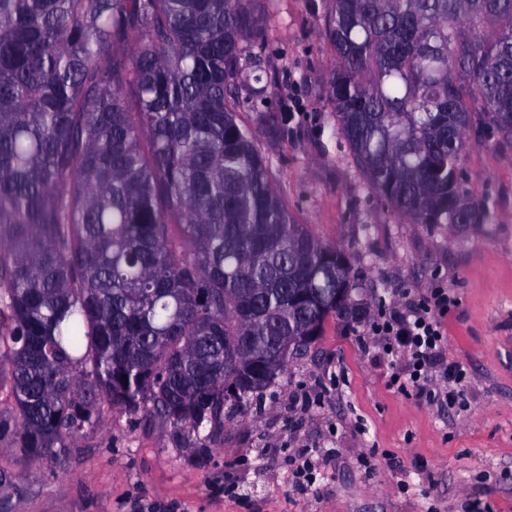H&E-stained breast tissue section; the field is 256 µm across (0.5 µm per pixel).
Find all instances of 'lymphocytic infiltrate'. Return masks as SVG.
<instances>
[{
  "mask_svg": "<svg viewBox=\"0 0 512 512\" xmlns=\"http://www.w3.org/2000/svg\"><path fill=\"white\" fill-rule=\"evenodd\" d=\"M455 299L446 288L436 287L407 301L404 309L372 316L362 331L378 340L381 357L395 368L393 387L404 395L430 404L454 403L463 367L445 360L447 338L442 318Z\"/></svg>",
  "mask_w": 512,
  "mask_h": 512,
  "instance_id": "f902f5d3",
  "label": "lymphocytic infiltrate"
}]
</instances>
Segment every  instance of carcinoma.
<instances>
[{"label":"carcinoma","mask_w":512,"mask_h":512,"mask_svg":"<svg viewBox=\"0 0 512 512\" xmlns=\"http://www.w3.org/2000/svg\"><path fill=\"white\" fill-rule=\"evenodd\" d=\"M248 0H0V396L52 456L107 403L214 432L353 288L237 121ZM336 132L416 224L488 220L457 178L473 126L512 141V0H332ZM455 92L448 96V79ZM241 387L224 400V382Z\"/></svg>","instance_id":"obj_1"}]
</instances>
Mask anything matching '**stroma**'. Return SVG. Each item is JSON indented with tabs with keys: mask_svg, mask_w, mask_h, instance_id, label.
Returning a JSON list of instances; mask_svg holds the SVG:
<instances>
[{
	"mask_svg": "<svg viewBox=\"0 0 512 512\" xmlns=\"http://www.w3.org/2000/svg\"><path fill=\"white\" fill-rule=\"evenodd\" d=\"M330 7L250 0L236 100L295 222L344 251L346 309L204 445L157 415L105 404L61 453L25 457L4 408L0 512H512V144L465 137L462 183L487 223L417 224L393 209L335 133ZM437 285L456 299L446 356L465 372L452 407L392 388L391 367L362 337L372 315ZM303 390L319 404L296 406ZM304 448L320 466L302 489L288 461Z\"/></svg>",
	"mask_w": 512,
	"mask_h": 512,
	"instance_id": "1",
	"label": "stroma"
}]
</instances>
